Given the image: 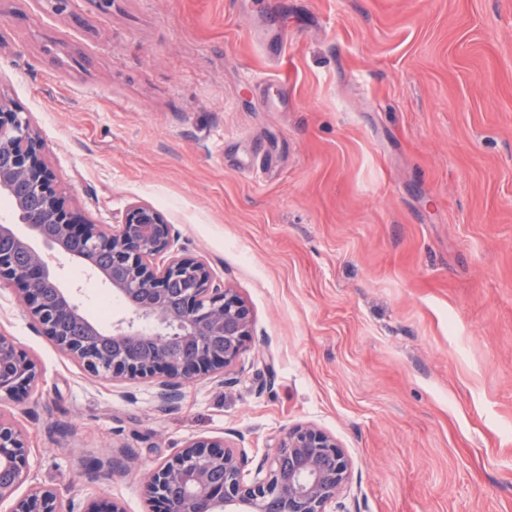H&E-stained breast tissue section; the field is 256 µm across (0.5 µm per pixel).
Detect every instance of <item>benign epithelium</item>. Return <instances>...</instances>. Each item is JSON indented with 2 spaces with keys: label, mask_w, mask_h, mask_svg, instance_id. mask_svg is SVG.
<instances>
[{
  "label": "benign epithelium",
  "mask_w": 512,
  "mask_h": 512,
  "mask_svg": "<svg viewBox=\"0 0 512 512\" xmlns=\"http://www.w3.org/2000/svg\"><path fill=\"white\" fill-rule=\"evenodd\" d=\"M0 196L15 201L17 221L62 253L90 265L131 314L104 332L61 288L45 255L0 222V282L37 331L93 377L156 378L169 400L185 383L225 373L253 336V317L236 289L214 279L201 259L175 247L159 210L130 204L119 221L94 224L68 207L29 113L0 94ZM33 358L0 336V396L34 389ZM246 463L223 439L196 438L148 475L157 512H330L349 487L351 462L337 439L313 425L289 428L245 478ZM0 501L11 512H67L54 487L34 486L14 497L29 476V447L18 425L0 417Z\"/></svg>",
  "instance_id": "benign-epithelium-1"
}]
</instances>
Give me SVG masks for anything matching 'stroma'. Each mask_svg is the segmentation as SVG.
Returning <instances> with one entry per match:
<instances>
[{
    "mask_svg": "<svg viewBox=\"0 0 512 512\" xmlns=\"http://www.w3.org/2000/svg\"><path fill=\"white\" fill-rule=\"evenodd\" d=\"M0 36L70 207L152 205L254 321L230 375L166 403L87 376L0 286L41 374L0 400L34 482L153 512L144 479L189 439L252 469L312 424L353 464L336 512H512V0H0ZM52 268L101 327L127 316Z\"/></svg>",
    "mask_w": 512,
    "mask_h": 512,
    "instance_id": "obj_1",
    "label": "stroma"
}]
</instances>
